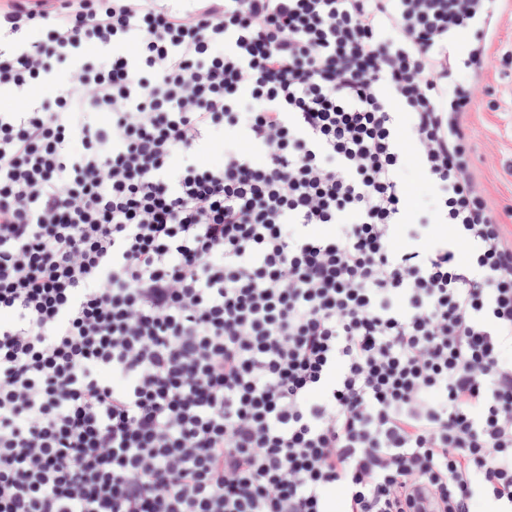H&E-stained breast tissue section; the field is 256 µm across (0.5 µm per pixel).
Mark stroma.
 <instances>
[{"instance_id": "35a3bbf8", "label": "stroma", "mask_w": 512, "mask_h": 512, "mask_svg": "<svg viewBox=\"0 0 512 512\" xmlns=\"http://www.w3.org/2000/svg\"><path fill=\"white\" fill-rule=\"evenodd\" d=\"M488 66L474 83V104L470 114L472 164L485 193L503 215L512 232V0H506L498 18V35L488 50ZM398 144L403 157L401 179L407 188V224L398 226L395 236L405 248L435 245L450 235L437 224L428 210L436 185L422 166L419 148L407 110L396 116ZM233 144L261 158L246 132L231 138L213 136L202 140L190 157L191 162L216 167L224 162V147Z\"/></svg>"}]
</instances>
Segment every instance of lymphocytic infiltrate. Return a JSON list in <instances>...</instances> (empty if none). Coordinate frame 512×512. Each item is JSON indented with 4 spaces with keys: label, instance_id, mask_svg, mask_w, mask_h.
Instances as JSON below:
<instances>
[{
    "label": "lymphocytic infiltrate",
    "instance_id": "1",
    "mask_svg": "<svg viewBox=\"0 0 512 512\" xmlns=\"http://www.w3.org/2000/svg\"><path fill=\"white\" fill-rule=\"evenodd\" d=\"M501 3L0 10V512H512V236L448 86ZM399 106L467 261L395 243ZM224 147L222 134L202 140L190 156V162L205 167L221 166L224 163Z\"/></svg>",
    "mask_w": 512,
    "mask_h": 512
}]
</instances>
